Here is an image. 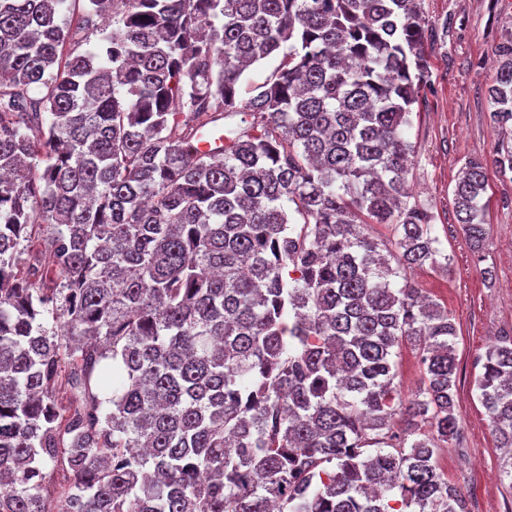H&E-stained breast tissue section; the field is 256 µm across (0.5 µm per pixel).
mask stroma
Instances as JSON below:
<instances>
[{"label":"stroma","instance_id":"1","mask_svg":"<svg viewBox=\"0 0 512 512\" xmlns=\"http://www.w3.org/2000/svg\"><path fill=\"white\" fill-rule=\"evenodd\" d=\"M422 7L430 27L448 34L434 42L431 87L407 130L414 150L409 182L415 198L435 204L434 233L451 264L444 275L426 266L409 276L457 326L455 405L464 434L461 447L441 451L439 465L449 480L473 492L471 512H512L506 457L473 385L478 357L500 336L512 335V178L489 175V232L479 255L456 221L453 197L466 160L490 156L500 137L489 116V89L495 47L512 22V0H423Z\"/></svg>","mask_w":512,"mask_h":512}]
</instances>
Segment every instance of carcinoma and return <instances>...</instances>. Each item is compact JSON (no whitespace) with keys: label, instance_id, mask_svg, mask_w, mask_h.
Returning <instances> with one entry per match:
<instances>
[{"label":"carcinoma","instance_id":"cac0c4a2","mask_svg":"<svg viewBox=\"0 0 512 512\" xmlns=\"http://www.w3.org/2000/svg\"><path fill=\"white\" fill-rule=\"evenodd\" d=\"M67 2L0 0V512H471L437 459L457 329L407 278L448 269L405 189L422 0H87L74 29ZM494 63L502 138L453 190L477 253L512 172V30ZM474 386L512 456V336ZM282 55L270 57L258 64L251 66L244 74L243 89L249 83H261L278 68ZM399 370L396 383L402 394L407 397L414 394L421 384L419 354L411 346L404 347L399 358Z\"/></svg>","mask_w":512,"mask_h":512}]
</instances>
